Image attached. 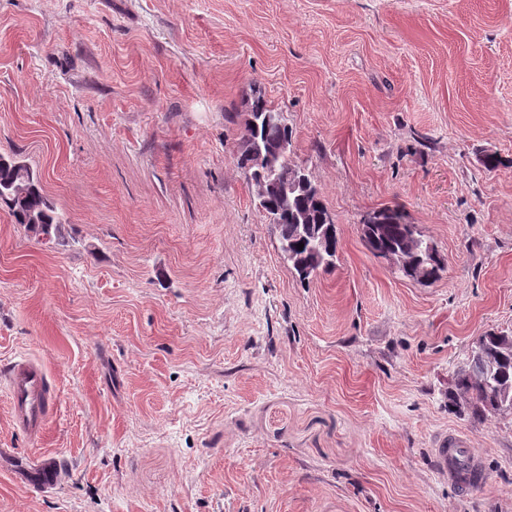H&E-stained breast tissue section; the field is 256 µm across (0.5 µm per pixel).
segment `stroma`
I'll return each instance as SVG.
<instances>
[{"mask_svg": "<svg viewBox=\"0 0 512 512\" xmlns=\"http://www.w3.org/2000/svg\"><path fill=\"white\" fill-rule=\"evenodd\" d=\"M255 88L335 220L307 285L237 164ZM0 155L64 217L0 209V383L56 389L34 438L0 387V512H512V411L449 394L512 336V0H0ZM386 208L440 279L366 248ZM14 424L31 436L46 427L55 392L41 365L34 360L15 361L6 378ZM431 451L437 474L448 478V483L467 491L486 482L482 458L465 447L460 435L439 434Z\"/></svg>", "mask_w": 512, "mask_h": 512, "instance_id": "1", "label": "stroma"}]
</instances>
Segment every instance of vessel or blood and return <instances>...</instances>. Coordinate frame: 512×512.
<instances>
[{
	"mask_svg": "<svg viewBox=\"0 0 512 512\" xmlns=\"http://www.w3.org/2000/svg\"><path fill=\"white\" fill-rule=\"evenodd\" d=\"M6 381L14 424L29 435H39L49 421L55 401V392L45 371L36 361L18 360L13 363ZM432 457L437 474L461 490H470L486 481L481 457L466 448L464 438L458 434H439Z\"/></svg>",
	"mask_w": 512,
	"mask_h": 512,
	"instance_id": "vessel-or-blood-1",
	"label": "vessel or blood"
}]
</instances>
